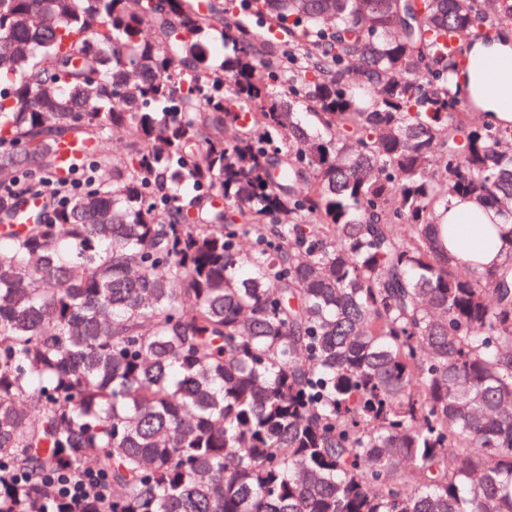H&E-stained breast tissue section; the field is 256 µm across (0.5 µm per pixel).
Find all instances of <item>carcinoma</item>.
<instances>
[{"instance_id":"1","label":"carcinoma","mask_w":512,"mask_h":512,"mask_svg":"<svg viewBox=\"0 0 512 512\" xmlns=\"http://www.w3.org/2000/svg\"><path fill=\"white\" fill-rule=\"evenodd\" d=\"M511 25L0 0V512H512V121L457 83ZM456 196L501 214L500 267L448 258ZM86 468L111 498L58 492Z\"/></svg>"}]
</instances>
